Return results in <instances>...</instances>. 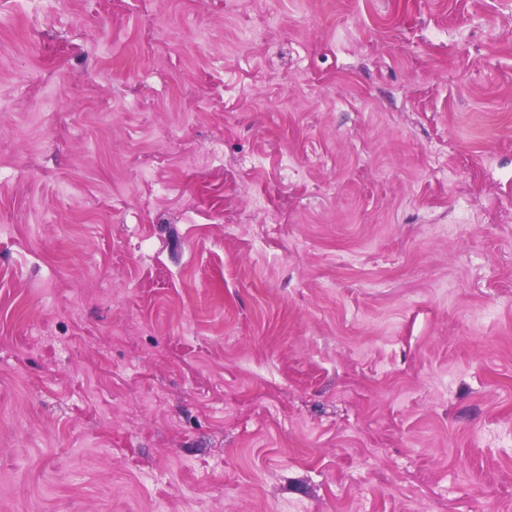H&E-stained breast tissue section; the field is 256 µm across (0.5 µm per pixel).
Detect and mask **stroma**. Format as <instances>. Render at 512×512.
<instances>
[{
    "label": "stroma",
    "mask_w": 512,
    "mask_h": 512,
    "mask_svg": "<svg viewBox=\"0 0 512 512\" xmlns=\"http://www.w3.org/2000/svg\"><path fill=\"white\" fill-rule=\"evenodd\" d=\"M0 512H512V0H0Z\"/></svg>",
    "instance_id": "35a3bbf8"
}]
</instances>
